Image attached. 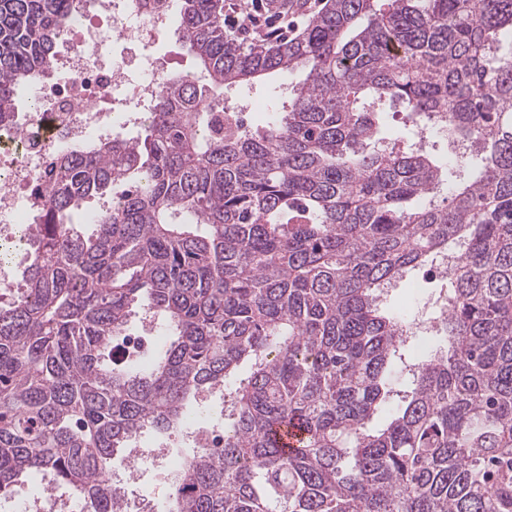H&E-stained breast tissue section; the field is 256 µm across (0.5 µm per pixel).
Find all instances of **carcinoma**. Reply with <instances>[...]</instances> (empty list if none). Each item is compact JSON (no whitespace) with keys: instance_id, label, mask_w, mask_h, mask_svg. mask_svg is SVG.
I'll return each mask as SVG.
<instances>
[{"instance_id":"1","label":"carcinoma","mask_w":512,"mask_h":512,"mask_svg":"<svg viewBox=\"0 0 512 512\" xmlns=\"http://www.w3.org/2000/svg\"><path fill=\"white\" fill-rule=\"evenodd\" d=\"M154 2L197 70L137 137L69 153L42 189L0 300V499L39 475L118 512L114 456L179 435L222 388L223 447L180 451L168 512H512V0H325L248 46L222 0ZM71 5L0 0V122ZM299 69L265 125L225 111L224 88ZM396 104L459 149L448 166L412 138L374 146ZM107 193L85 233L75 217ZM444 252L446 346L398 367L408 317L380 293ZM139 310L168 342L118 364ZM29 259L27 244L13 250L6 262H0V288L3 291H14L17 288L16 275Z\"/></svg>"}]
</instances>
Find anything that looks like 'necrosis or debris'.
I'll use <instances>...</instances> for the list:
<instances>
[{"label":"necrosis or debris","instance_id":"4bbe7bcc","mask_svg":"<svg viewBox=\"0 0 512 512\" xmlns=\"http://www.w3.org/2000/svg\"><path fill=\"white\" fill-rule=\"evenodd\" d=\"M173 27L171 12L151 10L148 0H78L54 50L49 73L29 79L25 88L36 107L11 113L0 123V242L13 244L23 225L37 221L41 207L35 190L51 165L89 142H106L121 125L138 126L140 110L151 103L168 76V63L155 53L156 43ZM126 55L115 58L112 44ZM129 111L117 124L116 103ZM29 259L15 248L0 262V289L15 290L16 275ZM171 465L166 445L133 439L114 485H135L146 462Z\"/></svg>","mask_w":512,"mask_h":512}]
</instances>
